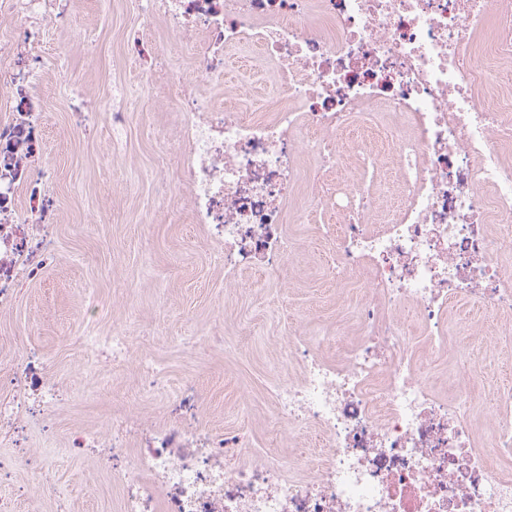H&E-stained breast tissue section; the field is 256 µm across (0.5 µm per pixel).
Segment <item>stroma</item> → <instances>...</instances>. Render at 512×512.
Returning <instances> with one entry per match:
<instances>
[{
  "instance_id": "35a3bbf8",
  "label": "stroma",
  "mask_w": 512,
  "mask_h": 512,
  "mask_svg": "<svg viewBox=\"0 0 512 512\" xmlns=\"http://www.w3.org/2000/svg\"><path fill=\"white\" fill-rule=\"evenodd\" d=\"M140 2L74 0L78 25L47 29L46 67L32 87L51 117L46 158L60 262L0 316V353L39 350L68 397L49 427L29 425L16 444L0 445V492L17 500V512H117L120 484L93 457L63 446L71 429L104 434L124 414L178 421L194 411L207 425L236 429L246 404L257 411L249 453L264 454L269 367L289 324L309 336L339 327L346 342L356 338L361 291L326 277L331 246L317 229L320 217L288 225L300 243L289 270L271 279L248 272L226 286L220 259L188 222L185 191L162 148L178 100L147 83L133 45L166 47L175 36L161 21L137 32ZM252 79L234 58L195 92L211 103ZM115 109L127 115L118 132L110 123ZM450 316L469 331L448 339L460 371L483 368L479 386L488 397L512 388V334H487L486 313L473 302L452 303ZM116 327L130 340V363L116 368L104 356L97 371L87 370L85 337ZM144 354L165 371L166 397L143 391L136 361ZM187 388L197 401L192 411L179 401Z\"/></svg>"
}]
</instances>
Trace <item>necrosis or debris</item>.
<instances>
[{"label": "necrosis or debris", "instance_id": "1", "mask_svg": "<svg viewBox=\"0 0 512 512\" xmlns=\"http://www.w3.org/2000/svg\"><path fill=\"white\" fill-rule=\"evenodd\" d=\"M0 315L41 280L54 197L46 185L45 110L29 89L44 69L45 27L73 22L70 0H0ZM164 20L198 40L179 97L176 149L189 221L224 261V281L279 275L285 226L317 211L333 243L327 274L364 295L359 338L331 361L335 334L289 329L269 398L273 431L313 435L292 462L246 455L247 436L198 419L126 416L109 434L69 433L123 487L119 512H512V397L492 415L489 448L471 411L477 377L439 394L419 347L440 353L448 303L512 313V0H146L139 26ZM257 53L273 92L201 104L193 81ZM494 93L481 104L483 90ZM413 320L400 317L402 308ZM67 399L43 359L0 370V437L48 419Z\"/></svg>", "mask_w": 512, "mask_h": 512}]
</instances>
